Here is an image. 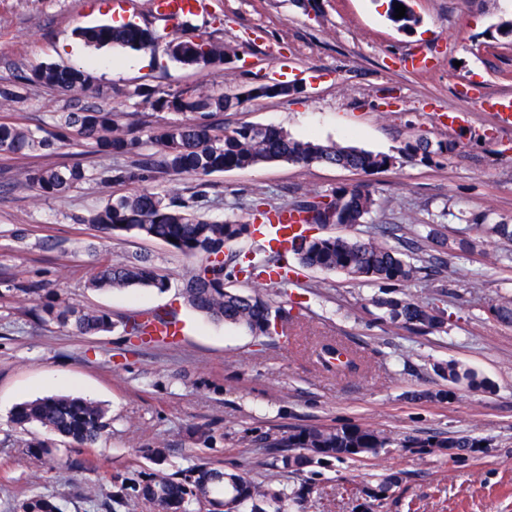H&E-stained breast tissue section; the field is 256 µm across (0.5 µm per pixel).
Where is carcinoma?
<instances>
[{"mask_svg": "<svg viewBox=\"0 0 512 512\" xmlns=\"http://www.w3.org/2000/svg\"><path fill=\"white\" fill-rule=\"evenodd\" d=\"M75 38L87 47L117 46L140 51L158 39L156 33L134 23L78 28ZM184 57L171 60L184 66L205 70L224 64L229 48L221 42L179 40ZM26 80L44 88L62 92L87 93L91 90L88 71L57 64H46L34 70ZM157 104L177 112H193L191 122L173 123L150 138L157 159L141 157L143 140L123 128L111 112L81 107L59 115V127L69 134L91 142L95 152L103 155L135 158L134 166L109 170L108 180L135 184L151 178L162 169L173 175L208 176L216 172L246 170L264 163L287 161L310 166L335 165L364 173L392 167L397 158H420L433 162L447 156L452 147L448 140L435 142L416 137L404 142L397 155L374 153L333 141L295 139L280 128L241 124L218 130L207 122L214 113L237 108V97L196 88L188 101L182 95L160 98ZM57 139L38 137L28 127L14 122H0V151L16 155L50 154ZM87 178L84 167L55 165L27 172L28 182L42 197H61ZM379 207L376 191L369 184L340 186L328 194H305L295 201L290 213L299 222L320 229L363 224ZM88 223L107 234H131L162 241L176 251L199 259V263L183 276L178 297L185 307L217 323L231 324L254 336L271 338L284 334L285 311L262 294L264 290L281 289L292 283L294 268L283 263L279 253L255 240L250 225L212 221L197 214L194 201L178 199L148 189H135L109 200L95 211ZM479 237L449 238L444 224H423L413 230L424 247L446 249L448 253H472L481 238L490 237L512 243V224L493 222L487 214L471 218ZM297 265L322 272H341L367 281L390 285L419 279L425 257L403 253L376 236L353 239L341 235H303L292 242ZM244 277L254 284L252 292L225 287L224 279ZM86 287L101 289L169 288V278L145 256L114 259L106 254L98 257L86 281ZM35 309L44 322H54L80 336H98L114 327L109 313L69 303L42 293L40 288H26ZM443 294L431 302L409 296L385 297L373 301L379 319L415 335L445 332L448 315L443 307ZM500 323L512 326V296L504 295L490 308ZM178 323L176 313H154L148 320L130 319L123 324L127 341L147 343L149 327L164 328ZM336 368L350 370L351 355L341 345L323 347L322 360ZM437 372L451 382L462 380L472 387H483L484 380L456 362L437 366ZM12 423L26 430L31 426L45 429L54 437L89 452L98 448L112 419L102 403L71 395H52L17 404L11 414ZM398 441L370 427H307L290 432L271 443L273 448H286L288 454L275 458L281 468L303 472L329 459L375 456ZM430 448H477L475 438L433 439L420 443ZM33 457H52L56 448L46 439L33 437L26 443ZM251 504L250 512H288L283 495L268 487L258 486L236 471L219 470L202 463L176 477L157 470L121 479L119 491L107 497L104 512H113L112 504L129 506L149 503L155 512H195L204 505L207 512H224V502ZM17 512H64L57 501L33 495L18 502Z\"/></svg>", "mask_w": 512, "mask_h": 512, "instance_id": "cac0c4a2", "label": "carcinoma"}]
</instances>
